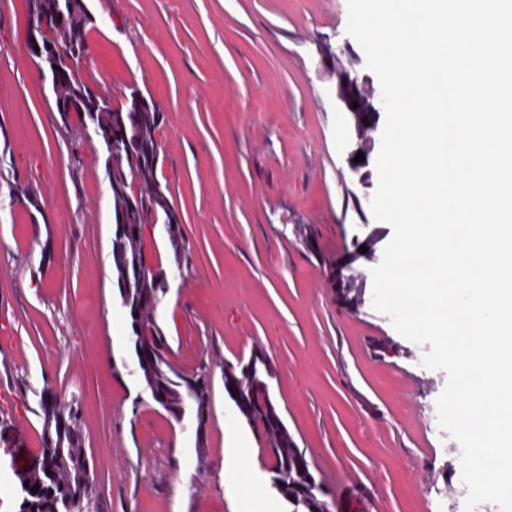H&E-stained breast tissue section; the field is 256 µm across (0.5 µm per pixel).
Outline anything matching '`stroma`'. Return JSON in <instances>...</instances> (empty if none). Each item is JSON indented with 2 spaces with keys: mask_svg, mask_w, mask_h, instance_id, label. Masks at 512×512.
Instances as JSON below:
<instances>
[{
  "mask_svg": "<svg viewBox=\"0 0 512 512\" xmlns=\"http://www.w3.org/2000/svg\"><path fill=\"white\" fill-rule=\"evenodd\" d=\"M97 18L86 83L153 99L163 181L192 254L158 323L186 372H210L208 452L125 370L129 329L112 280V193L98 140L63 126L28 58L21 0H0V512H17L39 455L36 393L78 395L99 512H248L224 485L223 367L263 350L270 394L331 512H464L438 425L447 376L423 346L337 295L326 260L392 228L347 162L352 123L324 50L366 76L347 0H86ZM41 212L11 205L12 183ZM53 260L43 266L44 244Z\"/></svg>",
  "mask_w": 512,
  "mask_h": 512,
  "instance_id": "obj_1",
  "label": "stroma"
}]
</instances>
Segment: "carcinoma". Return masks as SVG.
<instances>
[{
    "mask_svg": "<svg viewBox=\"0 0 512 512\" xmlns=\"http://www.w3.org/2000/svg\"><path fill=\"white\" fill-rule=\"evenodd\" d=\"M71 5L73 21L79 26V39L89 47L88 33L96 28V21L85 0H61ZM79 127L85 124L112 122V138L123 136L138 141L132 152L113 154L112 171L106 173L112 192V205L127 198H137L139 206L128 216V225L120 230L113 224L112 279L130 326V342L137 363L138 380L155 402L169 405L171 417L181 422L186 415L197 417L200 407H209V372L201 367L185 377L171 359L157 356V344L163 333L156 314L167 296L165 267L151 264L145 256V240L155 239L156 230H146L151 224L165 221L167 186L159 174L161 165L155 162L159 148L155 133L163 121V114L155 104L145 112H125L118 106L110 112H76ZM167 241L173 253V265L178 274L189 268V249L182 236H169ZM273 370L264 360L252 365L224 367V389L240 415L264 444L274 449L270 457L271 486L292 507V512H328L329 504L322 495L307 458L306 450L299 448L272 402L257 408L252 405L254 395L269 388ZM38 417L41 422L40 456L42 468L33 473L21 486L18 512H99L94 495L93 479L77 480L60 463L65 457L80 456L84 451L81 428L82 414L78 397L66 400L54 388L44 387L39 393Z\"/></svg>",
    "mask_w": 512,
    "mask_h": 512,
    "instance_id": "1",
    "label": "carcinoma"
}]
</instances>
